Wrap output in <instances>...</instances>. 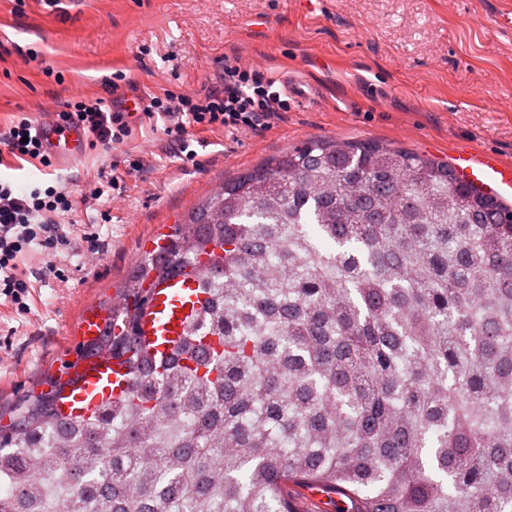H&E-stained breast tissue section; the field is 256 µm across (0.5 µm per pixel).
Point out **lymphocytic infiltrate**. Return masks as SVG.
Masks as SVG:
<instances>
[{
	"label": "lymphocytic infiltrate",
	"mask_w": 512,
	"mask_h": 512,
	"mask_svg": "<svg viewBox=\"0 0 512 512\" xmlns=\"http://www.w3.org/2000/svg\"><path fill=\"white\" fill-rule=\"evenodd\" d=\"M275 84L272 77L231 55L224 59L220 86L198 93L164 90L150 97L142 109L141 121L152 126L158 116L168 117L164 135L176 143L185 161L191 162L196 157L190 148L191 130L259 132L281 118L290 103ZM105 87L107 96L65 101L53 114L57 125H82L93 148L121 144L132 135L122 112L113 110L108 99L109 94L119 91V84L112 80ZM1 154L44 168L53 164L36 134L34 121L24 112L0 132ZM74 205L65 189L50 186L21 191L0 180V297L16 309L27 310L31 286L29 278L17 272L19 257L35 247L47 252L67 247L69 240L58 219L73 211Z\"/></svg>",
	"instance_id": "lymphocytic-infiltrate-1"
}]
</instances>
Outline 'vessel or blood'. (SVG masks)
<instances>
[{"mask_svg": "<svg viewBox=\"0 0 512 512\" xmlns=\"http://www.w3.org/2000/svg\"><path fill=\"white\" fill-rule=\"evenodd\" d=\"M37 132L60 167H68L85 151L87 135L81 126L62 129L54 121L42 120ZM452 166L462 184L498 197H512V164L499 156L461 146L452 156ZM147 289L149 299L139 317V333L151 355L164 356L185 336L189 323L201 311L205 296L196 271L189 267L149 281ZM111 318V307L87 301L75 331L83 341H94ZM72 375L73 384L59 392L56 399L58 412L70 418L93 417L104 401L120 394L127 381L124 366L106 352L79 363Z\"/></svg>", "mask_w": 512, "mask_h": 512, "instance_id": "b4317fda", "label": "vessel or blood"}]
</instances>
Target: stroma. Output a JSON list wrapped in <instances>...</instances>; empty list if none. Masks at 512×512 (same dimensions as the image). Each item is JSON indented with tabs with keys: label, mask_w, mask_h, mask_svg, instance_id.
Listing matches in <instances>:
<instances>
[{
	"label": "stroma",
	"mask_w": 512,
	"mask_h": 512,
	"mask_svg": "<svg viewBox=\"0 0 512 512\" xmlns=\"http://www.w3.org/2000/svg\"><path fill=\"white\" fill-rule=\"evenodd\" d=\"M313 88L306 101L259 133L195 134L194 162L161 130L135 126L114 151L86 149L68 168L6 158L16 186H59L80 198L113 155L143 156L125 179L110 223L96 207L61 216L67 249H33L29 272L53 265L63 278L34 282L29 308L0 301V411L47 390L75 361L74 325L88 299L111 303L147 246L225 180L310 138L374 140L449 162L460 144L512 162V0H0V131L18 110L40 120L58 103L105 93L113 73L125 97L216 86L224 57ZM94 242H87V235ZM294 512H350L349 500L289 486Z\"/></svg>",
	"instance_id": "stroma-1"
}]
</instances>
